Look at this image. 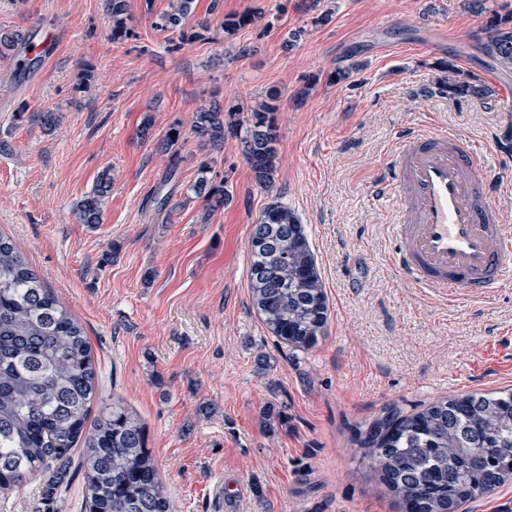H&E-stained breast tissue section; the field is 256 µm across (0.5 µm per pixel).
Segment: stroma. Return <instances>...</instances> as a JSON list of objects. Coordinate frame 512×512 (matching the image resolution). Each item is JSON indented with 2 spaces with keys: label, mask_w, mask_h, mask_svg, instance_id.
<instances>
[{
  "label": "stroma",
  "mask_w": 512,
  "mask_h": 512,
  "mask_svg": "<svg viewBox=\"0 0 512 512\" xmlns=\"http://www.w3.org/2000/svg\"><path fill=\"white\" fill-rule=\"evenodd\" d=\"M172 2L127 0L131 35L116 43L105 0H0V29L66 31L48 63L17 76L0 61V233L82 324L99 370L92 412L119 401L142 420L174 512H399L360 441L384 412L512 389V281L439 305L390 270L393 212L367 190L399 127L496 137L512 70L478 51L484 20L461 0H195L194 37L177 52L175 33L154 26ZM248 9L264 22L225 39L222 17ZM448 58L489 96L438 92ZM339 67L350 71L340 82ZM273 91L279 168L267 189L237 139L216 149L188 128L202 107L245 111ZM48 109L50 131L37 120ZM175 125L172 174L158 143ZM204 164L228 205L191 196ZM107 168L101 224L78 223L75 203ZM275 201L299 218L329 301L327 334L307 350L269 332L248 287L250 232ZM270 406L281 418L268 431ZM45 482L0 490V512H82L78 469L53 500Z\"/></svg>",
  "instance_id": "35a3bbf8"
}]
</instances>
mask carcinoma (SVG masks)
<instances>
[{"instance_id":"carcinoma-1","label":"carcinoma","mask_w":512,"mask_h":512,"mask_svg":"<svg viewBox=\"0 0 512 512\" xmlns=\"http://www.w3.org/2000/svg\"><path fill=\"white\" fill-rule=\"evenodd\" d=\"M195 0H175L155 26L179 33L180 48ZM465 7L485 16L479 49L494 64L512 69V10L501 14L489 0H467ZM112 40L131 36L126 0H106ZM262 19L248 10L223 17L224 36ZM30 40L22 31H0V58L18 70L28 66L21 50ZM438 90L453 98H483L489 89L462 79L455 65L442 60ZM278 95L249 108L214 106L194 113L190 131L215 148L226 136L237 138L243 156L264 188L278 168ZM181 127L160 141L175 171L174 147ZM211 208L228 204L229 194L201 177L192 187ZM112 191L110 170H103L91 193L76 202L81 224L101 223ZM298 217L271 203L250 235L249 287L270 332L299 348L324 335L326 296L308 242L295 243ZM99 385L98 369L82 325L46 288L26 262L21 248L0 234V488L17 487L26 477L46 476L45 496L54 497L64 480L72 450L84 445V512H171L167 490L146 448L136 415L119 403L87 425ZM365 457L404 512H462L466 504L493 492L512 476V392L470 393L437 401L412 416L392 414L374 424L361 441Z\"/></svg>"}]
</instances>
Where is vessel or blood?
<instances>
[{
	"label": "vessel or blood",
	"mask_w": 512,
	"mask_h": 512,
	"mask_svg": "<svg viewBox=\"0 0 512 512\" xmlns=\"http://www.w3.org/2000/svg\"><path fill=\"white\" fill-rule=\"evenodd\" d=\"M493 142L454 131L399 133L371 188L393 205L391 267L442 304L486 298L512 279V225L494 199L511 186L492 168Z\"/></svg>",
	"instance_id": "1"
}]
</instances>
